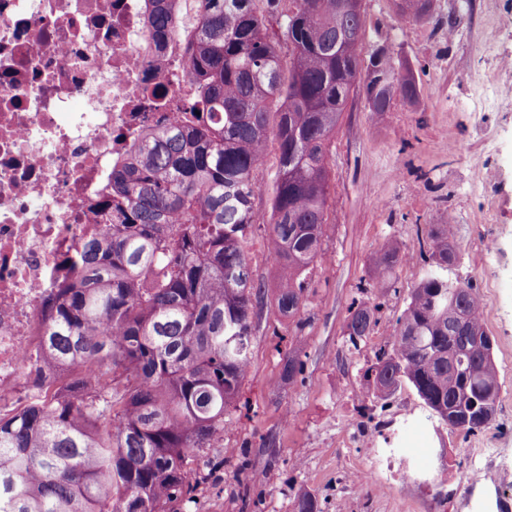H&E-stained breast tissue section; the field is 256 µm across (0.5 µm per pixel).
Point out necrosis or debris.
<instances>
[{
	"label": "necrosis or debris",
	"mask_w": 512,
	"mask_h": 512,
	"mask_svg": "<svg viewBox=\"0 0 512 512\" xmlns=\"http://www.w3.org/2000/svg\"><path fill=\"white\" fill-rule=\"evenodd\" d=\"M159 84L164 106L149 95ZM192 93L169 47H155L144 0H0V411L27 402L22 372L41 362L60 256L107 231L90 202Z\"/></svg>",
	"instance_id": "1"
}]
</instances>
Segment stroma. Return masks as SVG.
Segmentation results:
<instances>
[{
    "instance_id": "35a3bbf8",
    "label": "stroma",
    "mask_w": 512,
    "mask_h": 512,
    "mask_svg": "<svg viewBox=\"0 0 512 512\" xmlns=\"http://www.w3.org/2000/svg\"><path fill=\"white\" fill-rule=\"evenodd\" d=\"M361 58L388 45L418 86L369 112L354 94L330 147V201L322 251L299 314L274 300L282 270L267 250L275 152L254 173L256 225L245 243L266 298L252 317V363L222 440L193 467L223 462L200 484L190 512H295L310 493L317 512H500L512 500V0H434L432 18L402 19L392 0H365ZM450 224L453 271L486 302L500 392L494 420L470 435L430 419L410 389L367 402L364 372L391 339L420 280L429 224ZM412 256L392 288L375 287L376 262ZM377 323L360 347L346 324L352 302ZM302 375L282 377L287 357ZM373 474L362 486L360 470ZM490 485H471L480 472Z\"/></svg>"
}]
</instances>
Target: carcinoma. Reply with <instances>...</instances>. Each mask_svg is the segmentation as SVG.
<instances>
[{"label": "carcinoma", "mask_w": 512, "mask_h": 512, "mask_svg": "<svg viewBox=\"0 0 512 512\" xmlns=\"http://www.w3.org/2000/svg\"><path fill=\"white\" fill-rule=\"evenodd\" d=\"M432 16L433 0H394ZM149 31L176 41L195 85L189 116L144 132L112 168L103 237L77 244L71 278L43 318V378L27 404L0 414V512H170L208 475L188 465L224 436L252 358V313L265 291L244 249L254 172L278 152L267 243L288 271L277 307L293 317L321 251L329 143L350 94L388 112L413 100L407 62L380 46L361 67L363 0H144ZM278 30L270 36L271 23ZM288 45L282 60L280 45ZM430 253L389 347L366 371L374 398L408 387L429 417L470 434L495 417V342L475 286L449 277L450 225L427 228ZM403 261L381 257V287ZM374 311L353 304V347Z\"/></svg>", "instance_id": "obj_1"}]
</instances>
